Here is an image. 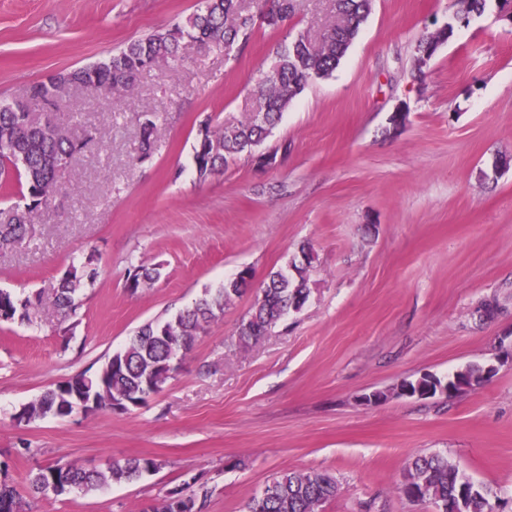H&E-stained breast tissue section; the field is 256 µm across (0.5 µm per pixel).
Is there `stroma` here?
<instances>
[{
	"instance_id": "35a3bbf8",
	"label": "stroma",
	"mask_w": 512,
	"mask_h": 512,
	"mask_svg": "<svg viewBox=\"0 0 512 512\" xmlns=\"http://www.w3.org/2000/svg\"><path fill=\"white\" fill-rule=\"evenodd\" d=\"M332 0H300L287 25L255 27L232 56L189 50L143 71L132 93L89 98L70 88L44 115L83 141L56 173L58 191L26 239L0 246V288L49 290L91 262L77 326L57 316L0 323V462L25 512H143L191 477L206 512H245L278 472L319 470L339 495L323 512H432L398 489L406 458L441 452L512 512V363L476 389L399 397L405 379L447 377L512 349V11L487 0L454 23L452 0H373L336 71L315 79L262 146L198 181L199 125L244 119L253 87L281 42L320 43ZM199 0H0V101L33 83L109 58L196 13ZM454 31L416 83L415 46ZM407 118L392 128L397 109ZM157 124L139 162L140 128ZM308 246L316 256L303 309L261 342L237 335L247 291L198 337L155 394L121 412L14 414L49 385L96 372L142 324L192 306L242 269L255 282ZM161 266L129 292L132 267ZM496 300L485 319L481 307ZM387 392L362 404L361 395ZM152 457L158 470L95 493L29 495L37 466Z\"/></svg>"
}]
</instances>
